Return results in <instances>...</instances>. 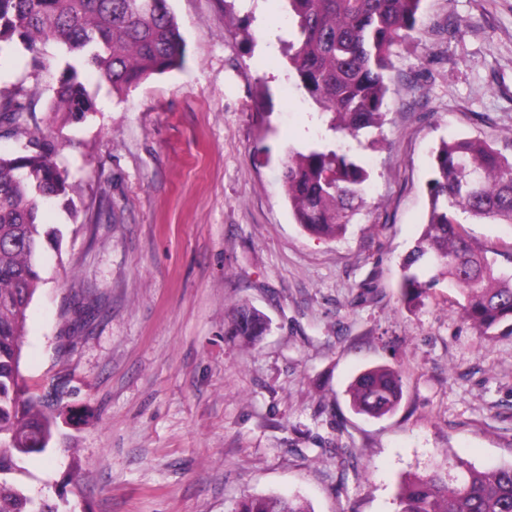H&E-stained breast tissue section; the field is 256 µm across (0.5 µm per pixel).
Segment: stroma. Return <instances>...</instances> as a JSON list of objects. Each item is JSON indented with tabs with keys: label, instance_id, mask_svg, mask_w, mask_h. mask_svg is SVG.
I'll use <instances>...</instances> for the list:
<instances>
[{
	"label": "stroma",
	"instance_id": "35a3bbf8",
	"mask_svg": "<svg viewBox=\"0 0 512 512\" xmlns=\"http://www.w3.org/2000/svg\"><path fill=\"white\" fill-rule=\"evenodd\" d=\"M180 66L124 95L87 78L97 111L56 126L78 213L53 210L27 310L21 374L66 409L25 482L71 512H235L285 493L314 512H398L401 482L456 457L512 463V336H477L458 293L416 306L401 264L426 222L441 139L512 155V0H423L387 74L391 108L362 156L366 204L342 236L296 224L290 148L323 121L293 86L271 0H170ZM65 58L0 61L38 123ZM271 321L253 345L233 308ZM401 372L397 409L356 413L348 388Z\"/></svg>",
	"mask_w": 512,
	"mask_h": 512
}]
</instances>
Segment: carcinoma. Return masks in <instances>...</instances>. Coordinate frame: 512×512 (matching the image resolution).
Wrapping results in <instances>:
<instances>
[{
	"label": "carcinoma",
	"mask_w": 512,
	"mask_h": 512,
	"mask_svg": "<svg viewBox=\"0 0 512 512\" xmlns=\"http://www.w3.org/2000/svg\"><path fill=\"white\" fill-rule=\"evenodd\" d=\"M287 53L295 85L328 116L326 131L303 150H291L283 182L295 221L305 231L335 238L365 206L369 173L358 150L361 136L382 126L390 88L386 73L396 49L417 31L422 0H285ZM49 41L69 61L52 88L49 122H83L96 112L79 67L95 70L122 94L181 61L184 41L169 0H0V58L24 50L38 61ZM34 93L22 84L0 88V129L23 139L0 153V512H67L34 495L21 480L26 461L50 448L58 412L23 382L20 362L26 311L41 282L40 260L57 247L60 230L42 210L68 198V175L55 161L47 129L28 127ZM428 218L402 263L401 295L420 303L447 283L458 291L464 320L481 336L512 335V275L474 243L466 221L512 227V157L484 141L449 137L434 151L426 184ZM261 312L241 306L230 333L247 343L268 330ZM402 379L379 366L356 376L350 397L357 412L373 417L396 409ZM399 512H512V463L478 469L448 460L443 470L404 481ZM236 512H312L296 496L251 495Z\"/></svg>",
	"instance_id": "carcinoma-1"
}]
</instances>
